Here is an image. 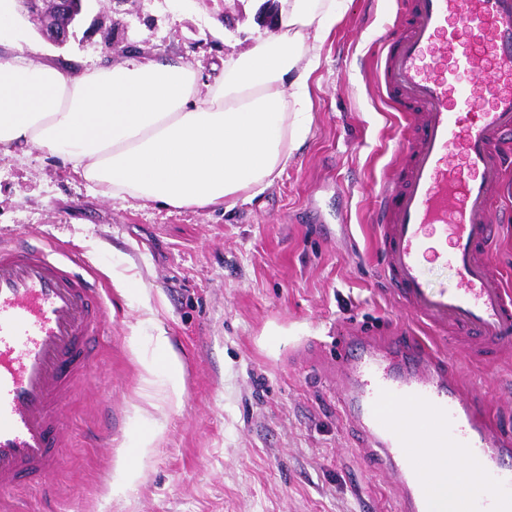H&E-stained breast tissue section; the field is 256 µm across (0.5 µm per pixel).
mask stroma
<instances>
[{
	"label": "stroma",
	"instance_id": "35a3bbf8",
	"mask_svg": "<svg viewBox=\"0 0 512 512\" xmlns=\"http://www.w3.org/2000/svg\"><path fill=\"white\" fill-rule=\"evenodd\" d=\"M268 0H84L49 41L25 8L34 58L77 70L173 56L210 77L265 30ZM395 0H344L310 80L314 124L274 183L232 211L112 198L61 159L0 150V243L41 238L100 284L97 355L63 407L46 489L0 512H401L393 471L343 409L353 336L426 345L457 368L493 427L512 428V346L488 353L421 325L381 274L376 192L412 131L384 99L381 36ZM165 331L181 368L146 371ZM151 447H141V439ZM155 349L166 354L167 366L170 370L168 378V386L174 395H179L182 391V380L179 376L180 363L176 354L173 352L168 336L164 331H160L157 336L153 337Z\"/></svg>",
	"mask_w": 512,
	"mask_h": 512
}]
</instances>
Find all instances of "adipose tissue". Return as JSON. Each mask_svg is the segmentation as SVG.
<instances>
[{
	"label": "adipose tissue",
	"mask_w": 512,
	"mask_h": 512,
	"mask_svg": "<svg viewBox=\"0 0 512 512\" xmlns=\"http://www.w3.org/2000/svg\"><path fill=\"white\" fill-rule=\"evenodd\" d=\"M339 2L278 0L280 34L254 35L204 84L168 57L77 72L34 63L14 0H0V149L66 160L115 198L231 209L310 135L309 79Z\"/></svg>",
	"instance_id": "adipose-tissue-1"
}]
</instances>
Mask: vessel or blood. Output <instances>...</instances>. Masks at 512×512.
I'll use <instances>...</instances> for the list:
<instances>
[{
    "label": "vessel or blood",
    "mask_w": 512,
    "mask_h": 512,
    "mask_svg": "<svg viewBox=\"0 0 512 512\" xmlns=\"http://www.w3.org/2000/svg\"><path fill=\"white\" fill-rule=\"evenodd\" d=\"M380 84L414 134L400 177L378 193L384 274L422 322L512 342V287L490 261L495 203L512 168V0H410L383 37ZM452 269L432 285L425 259ZM43 242L0 244V493L56 466L61 407L97 350V282ZM346 407L393 464L406 512H438L428 478L483 480L464 512H512V435L475 411L454 370L418 344L355 337ZM460 460L448 468L440 449Z\"/></svg>",
    "instance_id": "1"
}]
</instances>
